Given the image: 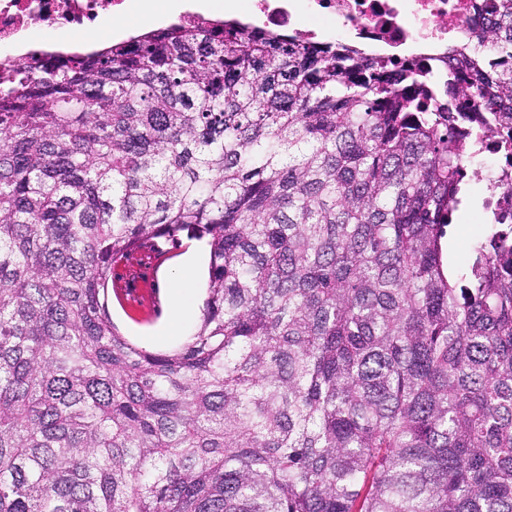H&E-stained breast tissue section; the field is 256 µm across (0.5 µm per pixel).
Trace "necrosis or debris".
<instances>
[{
	"label": "necrosis or debris",
	"mask_w": 512,
	"mask_h": 512,
	"mask_svg": "<svg viewBox=\"0 0 512 512\" xmlns=\"http://www.w3.org/2000/svg\"><path fill=\"white\" fill-rule=\"evenodd\" d=\"M131 0H0V49L20 44L34 27L88 33L99 23L124 16ZM252 14L270 28L294 25L298 14L314 13L362 43L371 55L393 64L419 62L439 70L449 48L466 47L464 30L477 0H300L289 9L278 0H250ZM494 164L490 180L512 175V132L483 136L474 154Z\"/></svg>",
	"instance_id": "necrosis-or-debris-1"
}]
</instances>
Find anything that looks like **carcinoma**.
<instances>
[{
  "mask_svg": "<svg viewBox=\"0 0 512 512\" xmlns=\"http://www.w3.org/2000/svg\"><path fill=\"white\" fill-rule=\"evenodd\" d=\"M457 80L184 15L0 72V512H512V224L445 257L469 138L512 127V0ZM209 247L178 350L107 308ZM152 270L153 262L151 259V254H140L138 256H133L132 260L128 261L127 267H122L118 270H115V280H124L131 276L129 280H127V285L129 288H136L139 285V282H150L151 288H156L155 283L153 282ZM151 288L142 290V292L153 294L154 290Z\"/></svg>",
  "mask_w": 512,
  "mask_h": 512,
  "instance_id": "obj_1",
  "label": "carcinoma"
}]
</instances>
